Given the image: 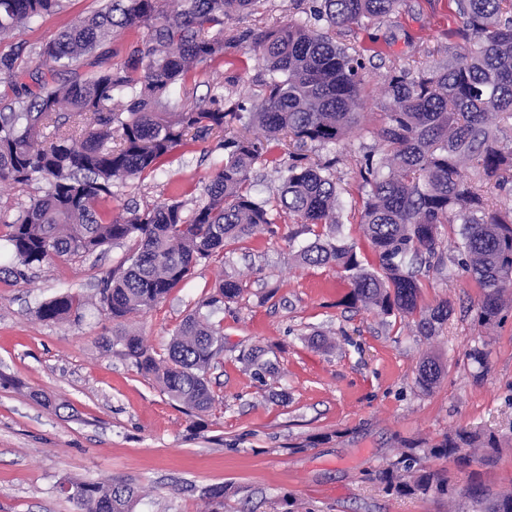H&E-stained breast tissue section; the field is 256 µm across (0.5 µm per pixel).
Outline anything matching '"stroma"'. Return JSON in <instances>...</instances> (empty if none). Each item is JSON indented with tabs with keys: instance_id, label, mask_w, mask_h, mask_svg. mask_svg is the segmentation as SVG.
Masks as SVG:
<instances>
[{
	"instance_id": "obj_1",
	"label": "stroma",
	"mask_w": 512,
	"mask_h": 512,
	"mask_svg": "<svg viewBox=\"0 0 512 512\" xmlns=\"http://www.w3.org/2000/svg\"><path fill=\"white\" fill-rule=\"evenodd\" d=\"M101 0H62L60 8L0 42L22 46L36 60L43 44ZM457 24L453 0H403L383 22L350 32L373 64L398 56L422 62L447 44ZM264 69L256 54L229 50L194 84L175 85L173 101L193 105L222 98L254 100ZM363 130L335 148L311 147L315 160L339 156L335 177L344 208L343 235L362 259L375 255L357 222L365 191L361 160L374 148L383 106L375 75L364 84ZM224 150L217 137L187 142L162 157L153 172L113 187L101 202L106 216H127L174 200L199 203ZM292 218L252 237L227 242L191 277L130 322L144 342L164 353L184 317L214 296L220 280H237L239 296L212 308L224 333V353L207 379L215 397L202 417L188 415L140 375L111 341L117 324L98 303L101 281L130 251L107 246L82 258H53L21 268L0 240V512H75L63 490L70 480L109 479L142 490L135 512H199L202 492L224 488L223 512H448L435 494L395 497L375 473L393 460L401 441H440L449 431H492L505 445L494 464L461 468L430 460L451 483L478 481L493 491L512 487V294L491 335L477 322L481 291L445 268L420 277L421 303L449 299L454 311L435 341L407 320L379 318L349 304L336 268L301 266L293 255L312 241ZM64 293L85 304L65 322L41 320L39 307ZM260 347L278 363L259 381L243 354ZM487 353L479 373L467 359ZM445 366L431 391L417 384L426 352Z\"/></svg>"
}]
</instances>
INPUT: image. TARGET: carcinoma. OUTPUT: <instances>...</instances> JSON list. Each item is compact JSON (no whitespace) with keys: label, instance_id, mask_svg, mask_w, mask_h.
I'll use <instances>...</instances> for the list:
<instances>
[{"label":"carcinoma","instance_id":"obj_1","mask_svg":"<svg viewBox=\"0 0 512 512\" xmlns=\"http://www.w3.org/2000/svg\"><path fill=\"white\" fill-rule=\"evenodd\" d=\"M167 2L106 0L47 41L34 72L22 48L0 54V74L11 79L13 91L0 109V182L26 185L39 177L49 184L5 224L20 264L132 243L99 292L101 307L124 323L158 303L224 243L252 236L286 214L307 228L322 227L296 255L299 263L336 267L348 279L350 304L385 318H410L417 333L431 339L448 322L451 302L420 307L413 263L444 269L440 228L446 225L455 235L454 265L482 289L479 325L497 324L512 289V206L498 203L501 195H512V143L502 138V126L512 121V0H455L459 27L445 48L447 58L420 66L394 63L381 74L378 147L363 156L360 168L366 198L359 226L376 269L365 266L355 245L336 237L342 204L331 166L306 162L301 150L338 145L359 129L367 66L342 39L355 26L383 21L401 0H310V14L323 22L319 28L293 20L244 28L234 42L259 54L270 75L261 100L245 113L217 99L176 107L169 93L224 59V22L255 13L261 0H175L173 20ZM59 6L60 0H0V37ZM132 27L147 29L146 41L132 46L122 66L105 64L109 36ZM73 66L89 71L57 83L55 76ZM236 122L255 129L254 136L231 134ZM220 132L224 162L205 201L188 211L175 200L115 219L100 212L114 184L154 170L189 136L199 141ZM286 137L296 153L271 209L252 197L250 172L263 157L279 168ZM240 292L239 282L226 280L205 305L230 302ZM83 305L81 297L62 294L42 304L38 315L62 321ZM112 345L122 346L143 377L188 411L201 416L213 407L206 374L223 352L224 336L202 310L183 319L163 355L127 329ZM444 372L439 359L426 354L418 384L428 391ZM501 448L494 433L458 429L428 448L403 445L377 480L389 495L446 496L452 512H512V491L481 503L470 489H458L442 471L421 464L426 457L490 464ZM66 492L77 512H134L140 497L122 480L71 482ZM203 497V512H217L224 487H211Z\"/></svg>","mask_w":512,"mask_h":512}]
</instances>
